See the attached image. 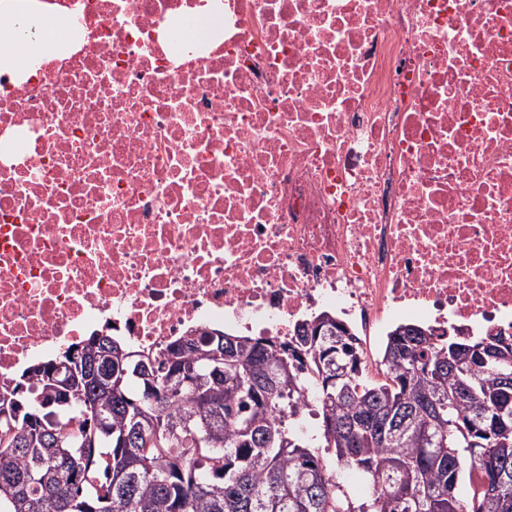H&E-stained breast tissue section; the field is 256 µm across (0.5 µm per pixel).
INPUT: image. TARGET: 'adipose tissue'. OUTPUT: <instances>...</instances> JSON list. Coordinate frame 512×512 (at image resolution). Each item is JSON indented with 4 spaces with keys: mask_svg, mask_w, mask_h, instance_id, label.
Segmentation results:
<instances>
[{
    "mask_svg": "<svg viewBox=\"0 0 512 512\" xmlns=\"http://www.w3.org/2000/svg\"><path fill=\"white\" fill-rule=\"evenodd\" d=\"M72 35L68 20L38 11L31 0H0V71L27 72L56 57Z\"/></svg>",
    "mask_w": 512,
    "mask_h": 512,
    "instance_id": "ef3b65f1",
    "label": "adipose tissue"
}]
</instances>
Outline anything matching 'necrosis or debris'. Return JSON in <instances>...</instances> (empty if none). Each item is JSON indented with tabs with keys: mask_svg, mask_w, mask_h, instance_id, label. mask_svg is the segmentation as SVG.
<instances>
[{
	"mask_svg": "<svg viewBox=\"0 0 512 512\" xmlns=\"http://www.w3.org/2000/svg\"><path fill=\"white\" fill-rule=\"evenodd\" d=\"M40 2L79 35L0 73V381L322 310L369 373L400 321L512 334V0Z\"/></svg>",
	"mask_w": 512,
	"mask_h": 512,
	"instance_id": "obj_1",
	"label": "necrosis or debris"
}]
</instances>
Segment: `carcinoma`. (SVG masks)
Instances as JSON below:
<instances>
[{
  "label": "carcinoma",
  "mask_w": 512,
  "mask_h": 512,
  "mask_svg": "<svg viewBox=\"0 0 512 512\" xmlns=\"http://www.w3.org/2000/svg\"><path fill=\"white\" fill-rule=\"evenodd\" d=\"M392 330L384 380L368 378L356 338L323 311L288 343L202 331L191 345L146 353L111 339L120 392L90 380L81 395L57 389L55 362L6 379L0 403V512H512V340L434 334L412 323ZM488 342L499 359L484 361ZM86 365L102 357L97 336L76 342ZM222 349L218 363L199 357ZM152 359L166 373L220 380L192 392L135 375ZM318 403L306 408L308 380ZM111 407L106 426L50 448L40 431L62 430ZM319 432L301 429L306 412ZM361 474L354 505L332 474Z\"/></svg>",
  "instance_id": "carcinoma-1"
}]
</instances>
